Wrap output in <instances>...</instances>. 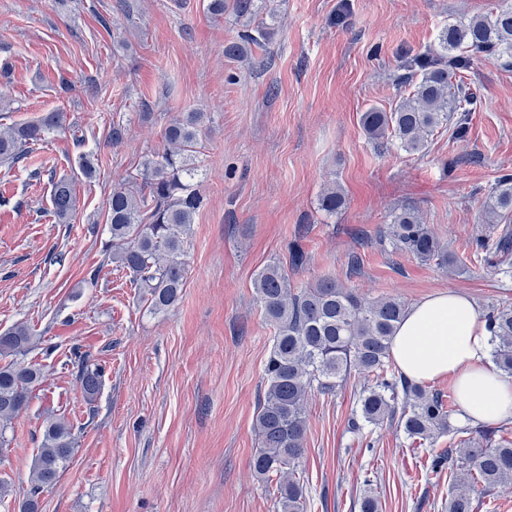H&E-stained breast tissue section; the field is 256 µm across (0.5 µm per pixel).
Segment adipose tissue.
I'll return each mask as SVG.
<instances>
[{"label":"adipose tissue","instance_id":"1","mask_svg":"<svg viewBox=\"0 0 512 512\" xmlns=\"http://www.w3.org/2000/svg\"><path fill=\"white\" fill-rule=\"evenodd\" d=\"M490 339L469 296L437 293L409 308L390 354L410 380L452 378L463 418L494 422L512 416V376L492 367Z\"/></svg>","mask_w":512,"mask_h":512}]
</instances>
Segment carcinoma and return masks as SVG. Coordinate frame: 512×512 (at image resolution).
I'll list each match as a JSON object with an SVG mask.
<instances>
[{"label":"carcinoma","mask_w":512,"mask_h":512,"mask_svg":"<svg viewBox=\"0 0 512 512\" xmlns=\"http://www.w3.org/2000/svg\"><path fill=\"white\" fill-rule=\"evenodd\" d=\"M231 10L247 29L229 42L224 55L241 59L251 46H263L271 32L259 18L255 0H208L214 16ZM482 54L512 64V7L460 20L443 28L436 48L403 66L397 84L409 90L390 110L371 107L361 124L373 140L394 138L408 152H422L434 131L448 123L464 136L471 113L481 99L465 80L471 58ZM63 122V113L46 112L39 118L11 124L0 130V159L19 162L33 146ZM203 112H183L164 130V150L144 158L135 173L115 184L107 200L112 235V262L128 272L143 290L154 311H164L180 298L186 278V245L191 224L203 204L194 155L201 148ZM341 191L330 189L321 197V209L333 214L344 205ZM52 213L65 222L75 210L71 183L52 182ZM487 220L512 213V174L498 177L482 203ZM390 237L396 249L421 262L454 267L457 260L423 224L412 207L391 216ZM512 239L503 236L495 245L478 237L472 255L487 261L491 253L505 256ZM256 302L272 328V347L265 365L266 388L255 420L260 446L252 467L257 477L276 485L277 512H305L301 460L305 453L306 406L315 392L329 394L356 371L368 378L360 389L353 430L398 420L408 438L434 444L445 433L469 435L458 448L435 455L434 467L448 466V512H474V495L512 484V441H495L506 427L480 425L454 428L443 395L431 393L390 369V340L408 310L398 297L366 300L333 278H323L309 288H293L288 274L268 264L254 278ZM493 345L495 369L512 375V305L493 307L485 314ZM33 332L24 322L0 333V447L13 420L26 409L33 388L41 379L39 368L27 361ZM78 381L87 400L98 396L103 370L80 356ZM77 433L63 419L47 422L32 466V496L23 512H37V497L53 486L71 460Z\"/></svg>","instance_id":"carcinoma-1"}]
</instances>
